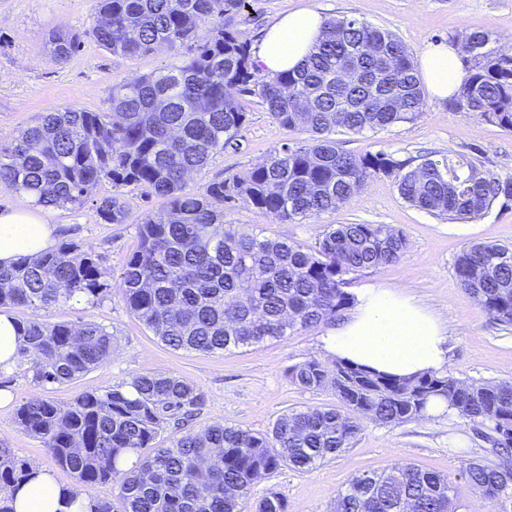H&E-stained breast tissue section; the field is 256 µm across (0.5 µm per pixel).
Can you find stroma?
<instances>
[{
    "mask_svg": "<svg viewBox=\"0 0 512 512\" xmlns=\"http://www.w3.org/2000/svg\"><path fill=\"white\" fill-rule=\"evenodd\" d=\"M312 8L324 18L350 17L395 34L421 56L427 45L450 41L465 30H484L501 40L512 39V0H247L244 11L224 22L251 47H258L265 28L277 17ZM96 13L94 0H0V140L35 124L45 113L69 106L102 112L108 109L114 85L180 62L181 52L162 47L126 57L103 49L90 35ZM65 27L82 36V47L65 64L50 57L49 31ZM249 120L238 149L214 155L193 175L192 185L220 181L263 162L287 141L302 142L299 132L276 127L257 98L244 97ZM340 146L356 155L386 151L420 163L463 154L484 171L512 174V131L465 113L449 111L446 102L427 96L423 114L378 132L336 133ZM122 195L128 208L123 224H104L92 207L53 209L47 216L56 239H71L105 258L111 278H118L138 247L137 226L148 215L161 216L163 200L146 198L128 187ZM224 222L242 233H261L304 246L315 245L329 224H389L403 229L408 249L398 263L353 275L350 291L390 288L413 296L435 311L448 336V367L458 377L477 381H512V328L499 325L459 287L454 260L472 243H512V209L491 210L469 221H448L417 209L399 195L392 179L375 177L335 211L300 223L279 224L252 206L235 202L224 208ZM45 319L96 323L114 335L112 360L80 378L57 386L52 399L69 404L87 392H100L129 381L142 372L173 374L195 383L204 395L190 423L193 430L222 423L265 432L282 414L307 407L336 406L328 391H305L291 384L289 366L321 355L326 328L270 341L257 348L203 353L175 351L124 306L119 293L97 304H78L45 312ZM0 390L13 395L0 406V441L17 457L44 469L65 487H75L73 475L56 465L43 442L22 432L16 410L36 395L22 371L0 376ZM490 445L459 419L429 417L398 426L365 422L355 443L341 456L310 472L281 470L260 481L253 499L274 492L288 502V512H332L338 491L356 473L382 471L396 463H412L448 475L456 512H474L477 497L459 476L463 462L493 458Z\"/></svg>",
    "mask_w": 512,
    "mask_h": 512,
    "instance_id": "35a3bbf8",
    "label": "stroma"
}]
</instances>
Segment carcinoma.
Wrapping results in <instances>:
<instances>
[{
    "instance_id": "obj_1",
    "label": "carcinoma",
    "mask_w": 512,
    "mask_h": 512,
    "mask_svg": "<svg viewBox=\"0 0 512 512\" xmlns=\"http://www.w3.org/2000/svg\"><path fill=\"white\" fill-rule=\"evenodd\" d=\"M96 42L114 55L164 46H195L179 65L112 88L107 112L76 106L48 112L0 143V184L45 209L85 208L95 187L98 219L128 217L119 189L160 198L165 213L138 224V249L119 275L126 308L174 350L215 353L282 340L345 319L356 296L348 276L395 264L405 255L403 230L388 224H330L315 246L224 228V205L239 198L274 221L308 220L352 199L375 176L394 180L408 204L439 217L466 220L494 206L512 208V175L477 176L464 156L417 166L392 153L354 155L337 132H377L416 120L426 106L412 52L393 33L357 18L324 21L321 38L295 70L260 74L250 44L224 27L246 0H96ZM479 59L448 110L512 130V46L486 31H463ZM58 63L81 46L76 32L53 30L46 41ZM344 65L357 73L336 82ZM252 96L278 127L307 134L284 143L262 163L221 181L191 188L188 177L237 145L247 121L240 97ZM456 280L500 325L512 326V246L473 243L454 262ZM111 285L101 254L63 240L36 259L0 266V307L60 309L105 299ZM27 346L19 367L48 392L109 361L114 336L97 324L16 321ZM303 390L336 395L335 408H307L278 417L264 433L214 424L164 442V426L198 410L203 394L175 375L140 373L103 392L61 405L33 396L16 424L44 443L78 484L113 481L117 502L88 497L89 512H247L255 485L283 468L310 472L341 455L361 420L400 425L427 418L441 398L456 417L501 450L499 416L512 427V382L471 381L444 373L414 377L379 373L345 360L315 356L287 370ZM131 466H126L128 459ZM32 466L0 445V512H14L9 490ZM461 476L478 498L512 497V464L471 460ZM448 476L411 464L353 475L334 512H454ZM254 512H288L270 493Z\"/></svg>"
}]
</instances>
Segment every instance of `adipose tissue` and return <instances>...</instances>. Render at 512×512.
I'll use <instances>...</instances> for the list:
<instances>
[{
	"mask_svg": "<svg viewBox=\"0 0 512 512\" xmlns=\"http://www.w3.org/2000/svg\"><path fill=\"white\" fill-rule=\"evenodd\" d=\"M323 20L304 8L285 14L266 30L256 52L265 71L277 73L303 63L316 42ZM456 45L438 43L422 53V73L431 93L447 99L468 78L460 64ZM55 227L41 209L0 211V264L11 265L19 257H35L54 244ZM349 318L322 339L329 358H345L400 376L443 372L448 368L447 336L437 316L410 297L388 288H364ZM14 512H85L88 501L68 493L44 470L13 493Z\"/></svg>",
	"mask_w": 512,
	"mask_h": 512,
	"instance_id": "obj_1",
	"label": "adipose tissue"
}]
</instances>
